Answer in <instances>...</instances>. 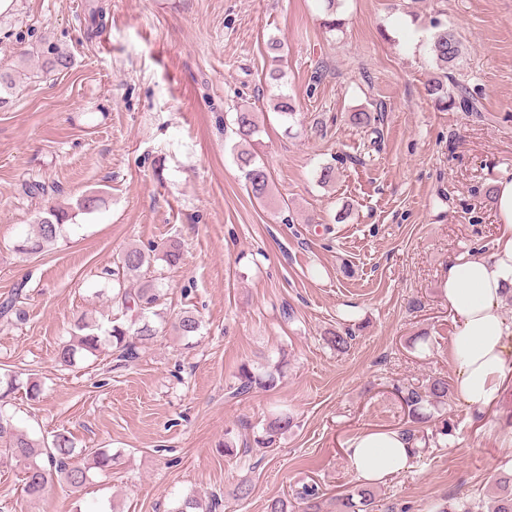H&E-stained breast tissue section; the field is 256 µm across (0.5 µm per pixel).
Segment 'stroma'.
Wrapping results in <instances>:
<instances>
[{"mask_svg":"<svg viewBox=\"0 0 512 512\" xmlns=\"http://www.w3.org/2000/svg\"><path fill=\"white\" fill-rule=\"evenodd\" d=\"M437 10L466 48L452 75L476 111L427 91ZM338 16L331 32L319 0H16L0 15V72L16 78L0 108V299L23 289L20 317L0 318V374L43 386L35 401L15 390L5 409L33 437L119 457L83 489L54 479L32 501L22 465L0 460V512H176L189 495L267 512L306 484L336 512L359 486L347 439L401 427L399 387L454 380L457 322L439 281L453 257L491 245L485 190L512 175V0H341ZM282 92L299 107L288 122L270 108ZM245 101L271 173L263 203L234 159L229 124ZM361 108L379 110L378 136L348 123ZM32 182L44 193L27 194ZM92 191L99 209L76 210ZM56 204L74 210L66 239L16 252ZM173 241L180 265L155 260L145 277L160 280L165 316L200 317L192 345L167 325L133 362L59 365L75 321L105 309L100 270L128 246ZM345 327L355 338L341 353L326 338ZM268 358L286 361L276 387L231 397L239 366ZM277 411L293 427L252 447ZM228 429L233 457L219 448ZM420 435L411 469L374 486L378 512L487 499L512 470V382L481 414L450 398Z\"/></svg>","mask_w":512,"mask_h":512,"instance_id":"obj_1","label":"stroma"}]
</instances>
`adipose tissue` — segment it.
I'll use <instances>...</instances> for the list:
<instances>
[{"instance_id": "adipose-tissue-1", "label": "adipose tissue", "mask_w": 512, "mask_h": 512, "mask_svg": "<svg viewBox=\"0 0 512 512\" xmlns=\"http://www.w3.org/2000/svg\"><path fill=\"white\" fill-rule=\"evenodd\" d=\"M493 205L499 230L489 256L461 254L448 265L441 294L458 322L448 356L457 368L454 391L468 408L496 402L512 369V319L504 313L512 297V178L496 181ZM352 474L367 485L403 474L413 459L399 432L365 429L348 440Z\"/></svg>"}]
</instances>
